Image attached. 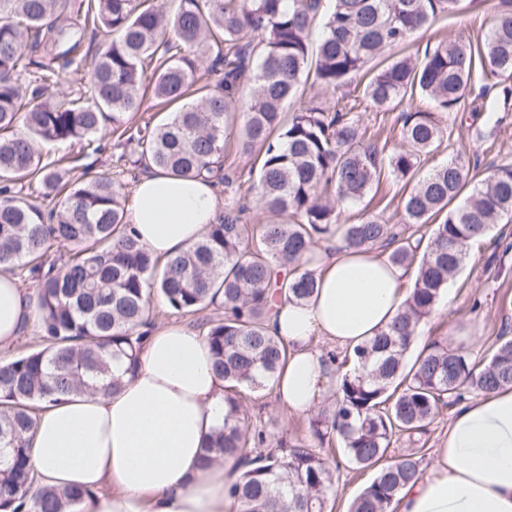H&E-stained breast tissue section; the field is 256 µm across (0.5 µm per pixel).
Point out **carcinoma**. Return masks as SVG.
<instances>
[{"mask_svg": "<svg viewBox=\"0 0 512 512\" xmlns=\"http://www.w3.org/2000/svg\"><path fill=\"white\" fill-rule=\"evenodd\" d=\"M461 0H177L165 12L149 0H0V268L31 281L39 296L43 347L0 363V512H63L89 492L33 491L27 434L36 412L71 395L123 385L150 333L154 297L178 313L224 309L206 333L224 378V426L206 443L203 464L233 462L234 512H328L336 471L324 445L336 440L344 461L374 476L348 512H390L400 491L424 474L425 448L386 461L403 437L422 439L444 409L470 393L512 386V337H499L487 360L433 339L409 358L415 333L434 312L466 259L467 244L512 216V166L473 182L458 155L423 172L455 125L452 109L473 86L478 98L512 99V0H496L482 48L440 44L371 73L364 98L398 112L404 146L367 134L358 113L308 103L288 114L308 78L328 90L362 72L386 49L408 43ZM322 25L316 47L310 31ZM112 37L89 56L87 32ZM92 59L87 95L57 92L59 74ZM216 78L196 86L203 59ZM30 76L22 87L23 76ZM150 80L161 104L181 107L154 126L133 121ZM423 97L432 112H409ZM117 160L175 177L230 184L224 144L237 135L257 152L246 194L224 206L188 249L162 261L127 223L125 184L105 176L70 180L42 143L100 151L103 132ZM405 183L399 223L375 215L340 221L383 181ZM263 220L247 224L250 198ZM378 249L418 274L389 329L341 361L340 384L310 422L316 442L283 436L267 443L244 400L273 389L288 347L272 335L274 304L304 300L316 272L304 256L321 243ZM66 252L51 257V250ZM268 446L252 455L254 447Z\"/></svg>", "mask_w": 512, "mask_h": 512, "instance_id": "carcinoma-1", "label": "carcinoma"}]
</instances>
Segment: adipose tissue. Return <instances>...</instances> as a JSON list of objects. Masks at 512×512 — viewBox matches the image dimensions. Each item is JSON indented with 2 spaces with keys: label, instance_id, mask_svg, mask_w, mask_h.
I'll return each instance as SVG.
<instances>
[{
  "label": "adipose tissue",
  "instance_id": "ef3b65f1",
  "mask_svg": "<svg viewBox=\"0 0 512 512\" xmlns=\"http://www.w3.org/2000/svg\"><path fill=\"white\" fill-rule=\"evenodd\" d=\"M212 182L155 170L127 212L138 240L164 258L216 223ZM315 293L284 303L272 332L289 359L275 393L289 413L316 410L336 389L335 367L313 349L320 336L354 349L387 329L407 290L406 269L374 250L332 240L309 257ZM37 295L0 272V348L35 320ZM224 425V381L202 333L172 323L148 339L115 393L79 394L36 419L30 462L42 487L91 490L84 512H231V464L203 469L206 440ZM400 512H512V387L457 406L423 477L405 487Z\"/></svg>",
  "mask_w": 512,
  "mask_h": 512
}]
</instances>
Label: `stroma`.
<instances>
[{
	"label": "stroma",
	"instance_id": "35a3bbf8",
	"mask_svg": "<svg viewBox=\"0 0 512 512\" xmlns=\"http://www.w3.org/2000/svg\"><path fill=\"white\" fill-rule=\"evenodd\" d=\"M492 3L476 0L462 14L436 21L413 43L385 51L381 63L451 39L480 43L489 28ZM457 112L450 139L428 158V165L460 155L471 177L480 180L496 166L512 164V105L495 112H477L467 98L458 105ZM102 145L101 152L88 157L74 144H44L40 150L65 157L71 177H81L87 170L103 173L125 183L127 193H135L137 182L116 164L111 140H103ZM420 329L430 339L463 335L460 350L477 359L487 355L497 336L512 334V221L493 225L484 237L468 245L461 272ZM248 410L257 424L264 426L269 440H277L285 432L293 441L309 442L308 416L288 414L275 391L249 401Z\"/></svg>",
	"mask_w": 512,
	"mask_h": 512
}]
</instances>
